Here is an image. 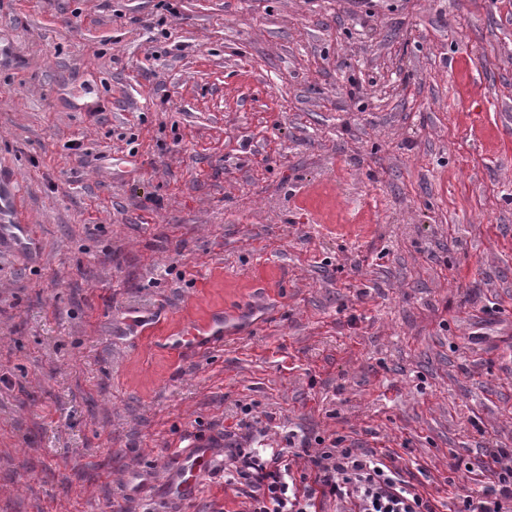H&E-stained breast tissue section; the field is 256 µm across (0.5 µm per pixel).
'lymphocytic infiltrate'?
<instances>
[{
    "mask_svg": "<svg viewBox=\"0 0 512 512\" xmlns=\"http://www.w3.org/2000/svg\"><path fill=\"white\" fill-rule=\"evenodd\" d=\"M229 482L244 483L243 512H436L400 469L376 451L301 446L290 452L229 446ZM304 460L294 472L296 460ZM476 467L493 477L491 489L462 496L459 512H512V449L482 450Z\"/></svg>",
    "mask_w": 512,
    "mask_h": 512,
    "instance_id": "obj_1",
    "label": "lymphocytic infiltrate"
}]
</instances>
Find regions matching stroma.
<instances>
[{
    "instance_id": "35a3bbf8",
    "label": "stroma",
    "mask_w": 512,
    "mask_h": 512,
    "mask_svg": "<svg viewBox=\"0 0 512 512\" xmlns=\"http://www.w3.org/2000/svg\"><path fill=\"white\" fill-rule=\"evenodd\" d=\"M0 175L41 243L0 248V512H240L243 422L437 512L512 448V0H5ZM233 317L217 313L203 325L192 326L179 335L167 336L166 344L174 351H206L217 343H224L229 336H234L235 328L230 322ZM210 448V444L194 439L178 451L170 464L164 493L174 497L194 493L212 469Z\"/></svg>"
}]
</instances>
